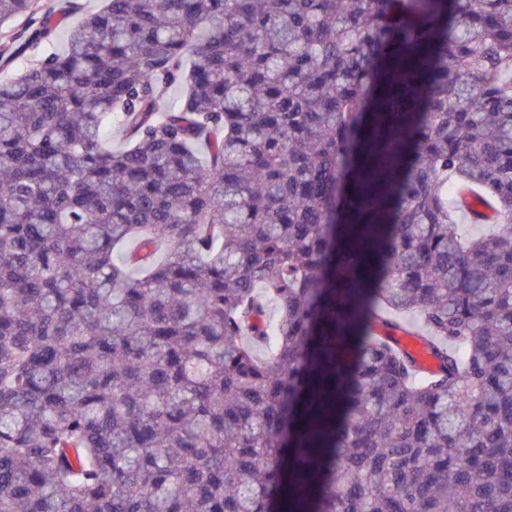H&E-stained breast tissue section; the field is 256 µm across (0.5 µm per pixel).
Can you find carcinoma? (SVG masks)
Listing matches in <instances>:
<instances>
[{"label": "carcinoma", "mask_w": 512, "mask_h": 512, "mask_svg": "<svg viewBox=\"0 0 512 512\" xmlns=\"http://www.w3.org/2000/svg\"><path fill=\"white\" fill-rule=\"evenodd\" d=\"M58 27L0 0V512H512V0ZM397 341L401 347H404L415 356L422 367L430 370L436 368V360L419 340L412 336L399 335L397 336Z\"/></svg>", "instance_id": "1"}]
</instances>
